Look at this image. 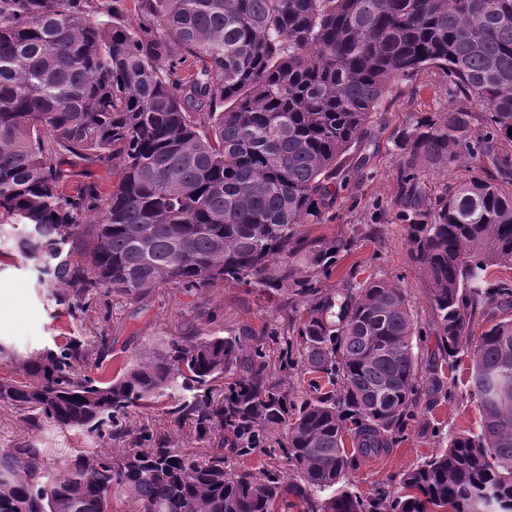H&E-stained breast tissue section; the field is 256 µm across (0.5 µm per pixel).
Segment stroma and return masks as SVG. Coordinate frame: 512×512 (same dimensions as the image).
Returning a JSON list of instances; mask_svg holds the SVG:
<instances>
[{"label":"stroma","instance_id":"obj_1","mask_svg":"<svg viewBox=\"0 0 512 512\" xmlns=\"http://www.w3.org/2000/svg\"><path fill=\"white\" fill-rule=\"evenodd\" d=\"M447 108L448 93L442 77L435 72H422L415 81L394 86L361 147L365 166L350 168L336 188V199L323 223L306 227L307 234L316 239L348 237L358 225L371 223L374 211H381L378 233L356 237L353 249L338 256L321 285L342 288L376 276L405 288L424 337L419 357L425 364L438 352L434 315L426 284L410 256L406 228L397 218L399 188L393 140L412 123L416 113L443 112ZM38 278L32 262L16 253L12 233L1 234L0 344L29 353L54 347L66 336H112L115 343L111 355L103 363L90 361L83 365V374L91 377L131 360L155 336H193L243 328L253 336H262L277 320L284 299L280 293L269 296L221 284L192 291L162 285L137 300H94L84 320L75 324ZM470 368L467 357L458 358L453 372L454 395L449 400L433 401L429 384H422L421 416L387 452L357 459L348 474L352 490L365 494L377 483L398 480L405 470L437 452L436 433H460L476 427L479 415L466 387ZM27 417V411L0 400V448L30 441L45 449L47 462L53 466L80 450L119 446L118 441L96 433L71 431L48 422L34 431L29 429ZM130 420L137 426L147 425L154 435L171 438L187 451L200 456L208 452L207 442L197 440L190 427L181 428L171 422L162 406L132 409Z\"/></svg>","mask_w":512,"mask_h":512}]
</instances>
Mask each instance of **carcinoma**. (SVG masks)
<instances>
[{
  "instance_id": "1",
  "label": "carcinoma",
  "mask_w": 512,
  "mask_h": 512,
  "mask_svg": "<svg viewBox=\"0 0 512 512\" xmlns=\"http://www.w3.org/2000/svg\"><path fill=\"white\" fill-rule=\"evenodd\" d=\"M132 29L100 0H0V228L21 226L18 255L68 316L94 299L181 288H283L264 343L245 329L158 337L116 372L89 360L112 338H70L23 357L0 400L39 429L95 432V448L56 467L26 442L0 448V512H512V0H139ZM425 70L451 101L393 141L402 218L429 290L440 367L471 361L477 431L446 433L399 486L362 496L355 459L392 447L420 405L417 321L405 289L373 277L342 289L320 276L353 237L316 240L339 177L386 94ZM107 161L65 191L68 161ZM478 160L433 195L420 173ZM279 377H274V374ZM321 382L295 397L288 378ZM164 407L213 445L205 458L128 419ZM352 438V450L345 437ZM277 451L296 479L226 470L229 456ZM72 171V180L68 189H71L77 182L96 181L100 188L107 192L112 186L113 181L117 180V175L112 176V165L106 162L86 163L80 160H73V165H65Z\"/></svg>"
}]
</instances>
